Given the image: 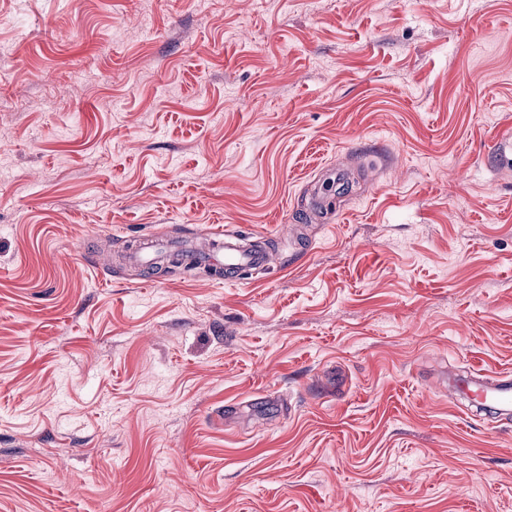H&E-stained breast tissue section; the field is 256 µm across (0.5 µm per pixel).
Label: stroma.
Listing matches in <instances>:
<instances>
[{
    "label": "stroma",
    "mask_w": 512,
    "mask_h": 512,
    "mask_svg": "<svg viewBox=\"0 0 512 512\" xmlns=\"http://www.w3.org/2000/svg\"><path fill=\"white\" fill-rule=\"evenodd\" d=\"M507 124L512 0H0V512H512ZM251 236L238 228H219L200 234V244L195 248L202 262L224 264V280L238 282L243 275L249 277L257 271H267L272 267L270 256L261 249L248 246ZM176 243L167 239L163 235L153 234L143 240H140L133 251L130 253L131 261L150 266L158 263L164 254ZM494 373L488 370H475L474 379L466 378L458 380L453 386L448 387V399L453 401L458 395L466 393L477 403L478 407L486 412H498L505 408H512V383L510 374L502 375L496 382H484V378Z\"/></svg>",
    "instance_id": "35a3bbf8"
}]
</instances>
